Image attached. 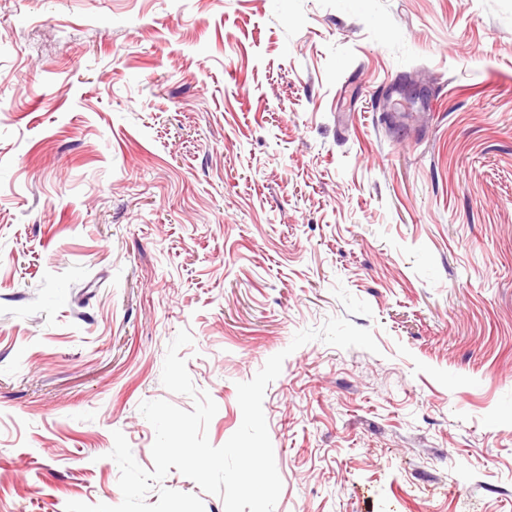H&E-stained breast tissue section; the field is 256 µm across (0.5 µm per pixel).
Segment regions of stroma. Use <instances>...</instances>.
Masks as SVG:
<instances>
[{
    "instance_id": "35a3bbf8",
    "label": "stroma",
    "mask_w": 512,
    "mask_h": 512,
    "mask_svg": "<svg viewBox=\"0 0 512 512\" xmlns=\"http://www.w3.org/2000/svg\"><path fill=\"white\" fill-rule=\"evenodd\" d=\"M183 329L215 446L289 352L274 512H512V0H0V512L120 503Z\"/></svg>"
}]
</instances>
